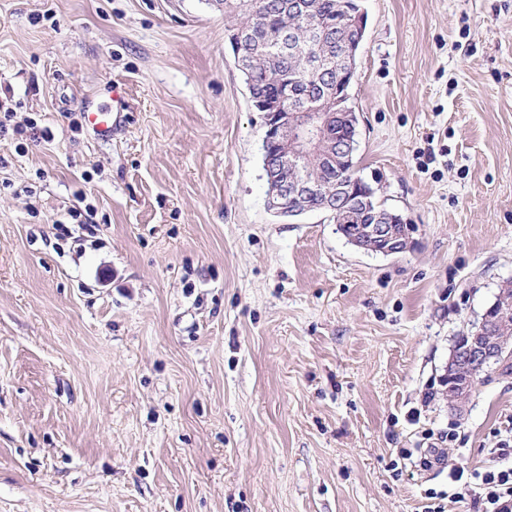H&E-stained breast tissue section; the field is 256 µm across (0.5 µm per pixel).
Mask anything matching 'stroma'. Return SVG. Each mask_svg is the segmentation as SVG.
Instances as JSON below:
<instances>
[{"mask_svg": "<svg viewBox=\"0 0 512 512\" xmlns=\"http://www.w3.org/2000/svg\"><path fill=\"white\" fill-rule=\"evenodd\" d=\"M360 5L392 256L269 207L220 0H0V512H475L448 466L512 465V375L443 382L512 280V0ZM112 112L107 107H100L96 112L86 113L88 123L92 125L95 133L103 140L112 136V126L117 121V116L114 118Z\"/></svg>", "mask_w": 512, "mask_h": 512, "instance_id": "35a3bbf8", "label": "stroma"}]
</instances>
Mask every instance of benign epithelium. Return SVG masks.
I'll return each instance as SVG.
<instances>
[{"label":"benign epithelium","instance_id":"benign-epithelium-1","mask_svg":"<svg viewBox=\"0 0 512 512\" xmlns=\"http://www.w3.org/2000/svg\"><path fill=\"white\" fill-rule=\"evenodd\" d=\"M256 110L264 113V149L269 182V207L282 214L288 203L294 209L307 208L312 197L324 198V207L347 218H356L355 209L369 198L355 192L346 178H339L336 190L322 186L314 167L334 160L349 170L357 169L353 162L356 143L351 139L326 143L324 132L333 126L338 115L324 111L322 106L301 112H267L261 101ZM348 239L368 252L379 250L386 255L401 253L411 246L410 237L400 245L395 230L386 224H365L351 229ZM465 341L453 351L452 366L447 374L448 402L462 413L470 399L471 383L476 376L491 367L500 370L512 358V286L500 288L496 300L487 307L475 330L464 335Z\"/></svg>","mask_w":512,"mask_h":512}]
</instances>
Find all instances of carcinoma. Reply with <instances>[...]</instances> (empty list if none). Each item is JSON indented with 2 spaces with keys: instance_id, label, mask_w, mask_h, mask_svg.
I'll return each instance as SVG.
<instances>
[{
  "instance_id": "1",
  "label": "carcinoma",
  "mask_w": 512,
  "mask_h": 512,
  "mask_svg": "<svg viewBox=\"0 0 512 512\" xmlns=\"http://www.w3.org/2000/svg\"><path fill=\"white\" fill-rule=\"evenodd\" d=\"M310 14L292 11L291 0H224V11L240 17L236 29L254 34L249 49L252 51L243 72L251 94L263 97L269 106L281 103L285 94L305 105L319 100L336 111L332 98L336 94L337 73H315L310 63L282 47L283 36L294 34L297 42L311 43L313 53L322 57L329 68L344 65L343 49L352 41L347 7L349 0H309ZM391 214L375 197H370L369 210L357 215L358 223L372 224L375 213Z\"/></svg>"
}]
</instances>
